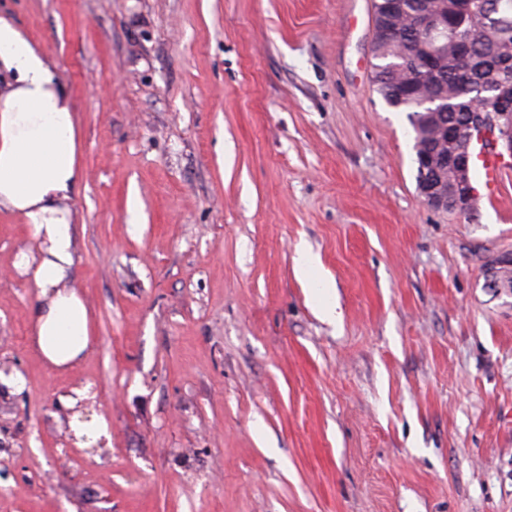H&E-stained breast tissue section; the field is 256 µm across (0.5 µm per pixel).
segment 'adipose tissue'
<instances>
[{
	"mask_svg": "<svg viewBox=\"0 0 512 512\" xmlns=\"http://www.w3.org/2000/svg\"><path fill=\"white\" fill-rule=\"evenodd\" d=\"M81 178L73 102L55 68L13 20L0 16V213L25 224L39 258L21 255L38 304L32 340L63 370L88 347V308L64 282L74 264L76 220L67 203Z\"/></svg>",
	"mask_w": 512,
	"mask_h": 512,
	"instance_id": "adipose-tissue-1",
	"label": "adipose tissue"
}]
</instances>
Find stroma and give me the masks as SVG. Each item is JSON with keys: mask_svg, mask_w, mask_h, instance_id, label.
I'll list each match as a JSON object with an SVG mask.
<instances>
[{"mask_svg": "<svg viewBox=\"0 0 512 512\" xmlns=\"http://www.w3.org/2000/svg\"><path fill=\"white\" fill-rule=\"evenodd\" d=\"M0 14L76 109L66 283L93 333L67 370L41 358L31 241L1 213L0 512H512V293L484 285L512 159L471 216L423 203L372 83L373 0Z\"/></svg>", "mask_w": 512, "mask_h": 512, "instance_id": "35a3bbf8", "label": "stroma"}]
</instances>
